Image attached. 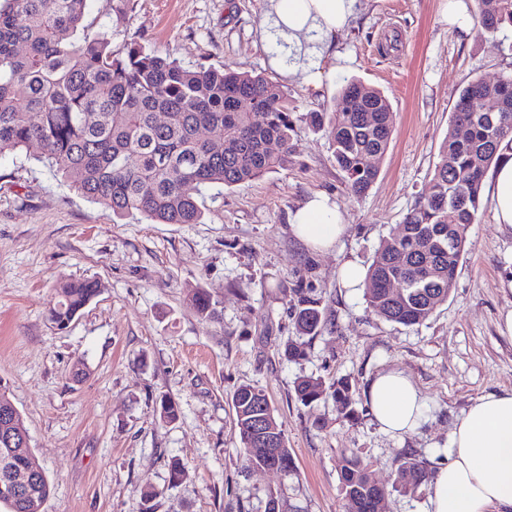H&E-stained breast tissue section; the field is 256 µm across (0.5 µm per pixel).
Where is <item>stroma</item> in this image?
Masks as SVG:
<instances>
[{
	"mask_svg": "<svg viewBox=\"0 0 512 512\" xmlns=\"http://www.w3.org/2000/svg\"><path fill=\"white\" fill-rule=\"evenodd\" d=\"M443 0H362L332 54L289 59L269 22L270 0H87L88 36L113 49L130 42L182 65L229 67L278 81L295 107L286 166L251 182L203 188L198 224H152L112 214L48 166L18 151L0 157V378L20 411L51 484L42 512H348L338 461L359 456L386 488L382 512H427L430 485L394 488L399 458L427 469L448 457L453 427L478 397L512 390V229L491 206L467 231V248L445 304L406 327L374 316L364 290L343 288L339 269L369 267L387 236L424 196L460 89L512 71V28L497 38L450 31ZM382 91L395 114L379 175L350 195L324 133L322 110L350 79ZM316 192L336 202L347 233L316 253L290 217ZM64 278L100 292L58 330L49 319ZM206 288L217 320L190 310L189 288ZM318 300L323 325L302 358L294 307ZM404 371L421 391L420 424L400 437L374 423L365 390L378 373ZM83 371L75 379V371ZM302 376L348 380L355 419L332 397L297 401ZM251 384L269 397L295 462L293 473L259 470L237 443L232 397ZM179 409L160 417V398ZM187 477L172 483L169 463Z\"/></svg>",
	"mask_w": 512,
	"mask_h": 512,
	"instance_id": "stroma-1",
	"label": "stroma"
}]
</instances>
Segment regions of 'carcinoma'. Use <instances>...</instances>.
Here are the masks:
<instances>
[{
  "instance_id": "1",
  "label": "carcinoma",
  "mask_w": 512,
  "mask_h": 512,
  "mask_svg": "<svg viewBox=\"0 0 512 512\" xmlns=\"http://www.w3.org/2000/svg\"><path fill=\"white\" fill-rule=\"evenodd\" d=\"M86 0H0V156L34 151L72 180L88 198L118 220L140 216L156 224H199L204 212L185 190L189 184L234 187L288 162L293 107L283 86L252 71L212 66L188 68L139 44L115 51L98 37L74 36L83 28ZM478 34L496 36L512 26V0H477ZM38 115L32 122L30 114ZM313 129L325 132L333 161L354 196L364 195L378 176L373 158L388 149L394 113L382 91L357 79L346 81L331 104L309 113ZM213 133L200 136V130ZM512 150V73L496 82H468L452 108L451 121L428 194L418 199L399 230L383 238L365 278L372 314L403 326L425 322L448 300L467 245L468 227L482 210V185L501 155ZM403 284L402 295L390 293ZM94 279H65L49 317L68 328L98 294ZM202 321L218 317L217 301L204 288L187 293ZM322 315L314 299L294 313L297 340L288 356L304 354ZM331 397L345 416L354 413L349 383L332 384ZM309 405L325 386L303 377L294 387ZM263 390L239 386L233 394L239 448L257 451L253 432ZM284 468L295 469L284 432L272 419ZM38 464L33 450L7 468ZM342 490L351 512H374L384 490L369 481L368 465L356 455L339 460ZM0 465V503L9 512H29L24 494L6 493ZM429 479L421 461L403 457L394 484L414 491Z\"/></svg>"
}]
</instances>
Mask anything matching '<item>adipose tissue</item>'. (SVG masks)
<instances>
[{"label":"adipose tissue","mask_w":512,"mask_h":512,"mask_svg":"<svg viewBox=\"0 0 512 512\" xmlns=\"http://www.w3.org/2000/svg\"><path fill=\"white\" fill-rule=\"evenodd\" d=\"M361 0H275L274 25L279 33L308 35L329 50L337 34L356 18ZM486 192L497 224L512 228V151L492 168ZM293 234L318 253L331 250L346 224L329 197L310 198L291 220ZM370 410L386 432L404 434L419 422L423 397L400 370H390L371 383ZM430 512H486L498 507L512 512V391L477 399L456 424L447 463L432 481Z\"/></svg>","instance_id":"obj_1"}]
</instances>
